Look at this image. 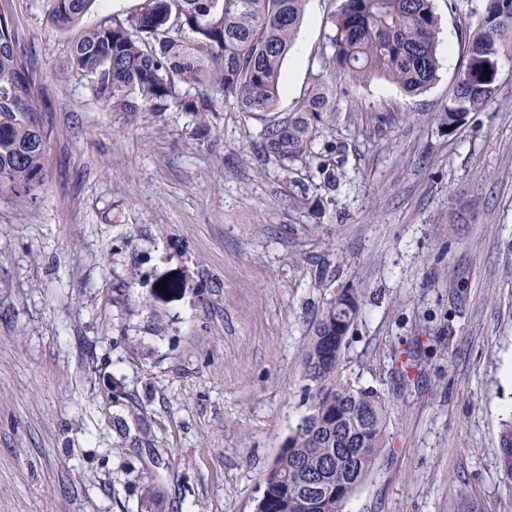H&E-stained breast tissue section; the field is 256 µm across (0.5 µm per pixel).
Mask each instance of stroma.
Wrapping results in <instances>:
<instances>
[{
  "instance_id": "stroma-1",
  "label": "stroma",
  "mask_w": 512,
  "mask_h": 512,
  "mask_svg": "<svg viewBox=\"0 0 512 512\" xmlns=\"http://www.w3.org/2000/svg\"><path fill=\"white\" fill-rule=\"evenodd\" d=\"M142 2L95 0L63 32L49 0H0L49 171L36 205L0 200V512H254L345 288L362 310L340 371L384 394L389 441L343 512H512V60L484 111L440 121L483 0H434L439 78L417 96L337 80L339 0H306L277 109L335 83L332 188L263 159L245 113L115 112L69 72L84 31ZM498 447L501 470L507 478L512 480V420L502 424Z\"/></svg>"
}]
</instances>
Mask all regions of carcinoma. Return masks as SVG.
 Returning <instances> with one entry per match:
<instances>
[{
	"label": "carcinoma",
	"instance_id": "carcinoma-1",
	"mask_svg": "<svg viewBox=\"0 0 512 512\" xmlns=\"http://www.w3.org/2000/svg\"><path fill=\"white\" fill-rule=\"evenodd\" d=\"M96 0H51L49 21L65 30ZM305 0H143L139 11L85 32L72 47L71 71L95 80L116 112H166L202 119L218 106L272 114L258 153L275 161L317 157L318 124L334 111L322 76L287 112H277L282 64ZM439 19L433 0H340L326 48L334 71L355 84L386 78L420 94L437 78ZM466 61L441 121L457 129L498 90L499 62L512 57V0H484L464 34ZM489 70H484V66ZM36 72L14 25L0 14V198L31 205L48 182ZM361 307L340 292L317 320L305 355L308 414L269 467L254 512H343L387 446L384 396L339 371L344 321ZM499 463L512 480V420L499 432Z\"/></svg>",
	"mask_w": 512,
	"mask_h": 512
}]
</instances>
